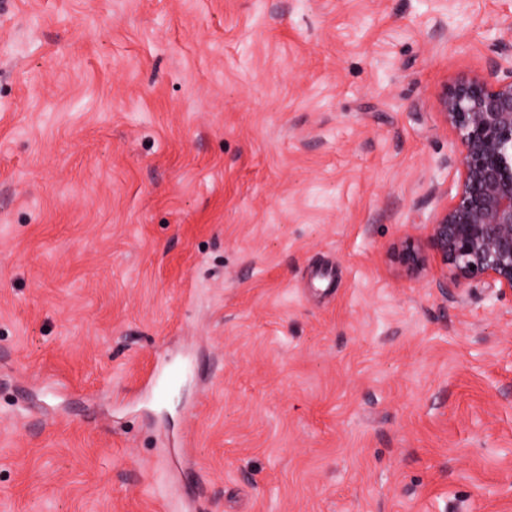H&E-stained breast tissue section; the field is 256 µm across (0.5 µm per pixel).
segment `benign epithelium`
<instances>
[{"instance_id":"7a95c632","label":"benign epithelium","mask_w":512,"mask_h":512,"mask_svg":"<svg viewBox=\"0 0 512 512\" xmlns=\"http://www.w3.org/2000/svg\"><path fill=\"white\" fill-rule=\"evenodd\" d=\"M457 137L460 180L428 224L426 243L408 236L395 248L411 274L436 287L488 280L512 291V64L451 86L440 101Z\"/></svg>"}]
</instances>
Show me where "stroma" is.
<instances>
[{
	"label": "stroma",
	"instance_id": "35a3bbf8",
	"mask_svg": "<svg viewBox=\"0 0 512 512\" xmlns=\"http://www.w3.org/2000/svg\"><path fill=\"white\" fill-rule=\"evenodd\" d=\"M503 42L512 0H0V512H512V292L392 256Z\"/></svg>",
	"mask_w": 512,
	"mask_h": 512
}]
</instances>
